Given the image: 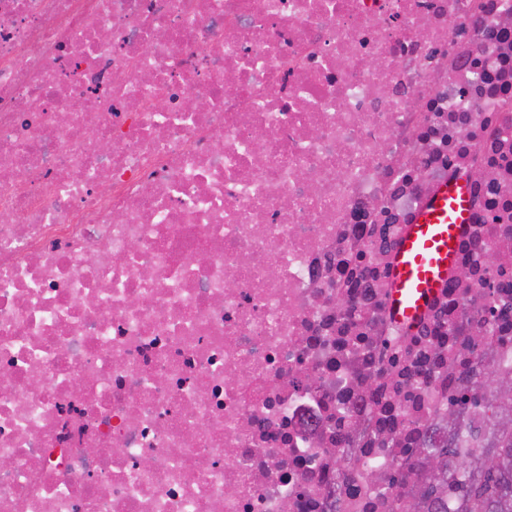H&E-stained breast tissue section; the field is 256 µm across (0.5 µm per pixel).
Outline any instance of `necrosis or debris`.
<instances>
[{
	"mask_svg": "<svg viewBox=\"0 0 512 512\" xmlns=\"http://www.w3.org/2000/svg\"><path fill=\"white\" fill-rule=\"evenodd\" d=\"M457 180L470 278L402 327ZM489 250L512 0H0V512H396L512 370ZM470 213L461 181L442 185L426 202L396 250L391 307L395 319L415 324L448 278L460 232Z\"/></svg>",
	"mask_w": 512,
	"mask_h": 512,
	"instance_id": "obj_1",
	"label": "necrosis or debris"
}]
</instances>
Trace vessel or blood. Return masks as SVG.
<instances>
[{
	"label": "vessel or blood",
	"mask_w": 512,
	"mask_h": 512,
	"mask_svg": "<svg viewBox=\"0 0 512 512\" xmlns=\"http://www.w3.org/2000/svg\"><path fill=\"white\" fill-rule=\"evenodd\" d=\"M470 213L463 182L442 185L426 202L396 250L391 307L404 326L415 324L448 278Z\"/></svg>",
	"instance_id": "1"
}]
</instances>
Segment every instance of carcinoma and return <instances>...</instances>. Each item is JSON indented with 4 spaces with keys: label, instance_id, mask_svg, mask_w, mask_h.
Listing matches in <instances>:
<instances>
[{
    "label": "carcinoma",
    "instance_id": "1",
    "mask_svg": "<svg viewBox=\"0 0 512 512\" xmlns=\"http://www.w3.org/2000/svg\"><path fill=\"white\" fill-rule=\"evenodd\" d=\"M497 381L503 388L501 402L483 418L501 432V440L487 448L445 444L438 449L432 458L439 467L428 475L423 512H448V498L440 490L449 486L463 503L460 512H512V374L500 373ZM489 456L498 459L494 471L485 468Z\"/></svg>",
    "mask_w": 512,
    "mask_h": 512
}]
</instances>
